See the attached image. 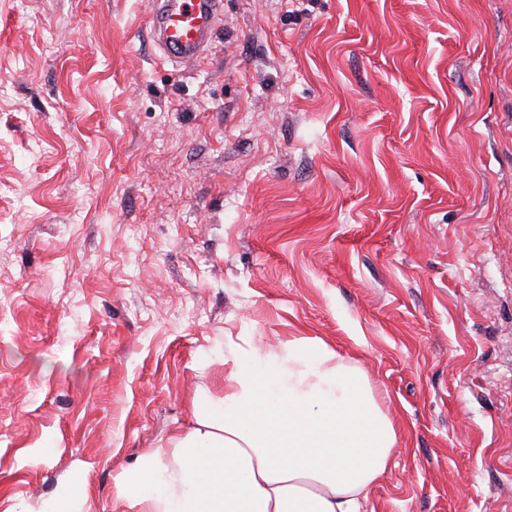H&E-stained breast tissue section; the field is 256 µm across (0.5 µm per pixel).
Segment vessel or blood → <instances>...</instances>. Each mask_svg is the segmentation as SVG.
<instances>
[{
  "label": "vessel or blood",
  "mask_w": 512,
  "mask_h": 512,
  "mask_svg": "<svg viewBox=\"0 0 512 512\" xmlns=\"http://www.w3.org/2000/svg\"><path fill=\"white\" fill-rule=\"evenodd\" d=\"M220 7V0H156L149 22L163 58L176 65L198 61Z\"/></svg>",
  "instance_id": "vessel-or-blood-1"
}]
</instances>
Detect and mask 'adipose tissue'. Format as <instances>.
<instances>
[{
    "label": "adipose tissue",
    "instance_id": "1",
    "mask_svg": "<svg viewBox=\"0 0 512 512\" xmlns=\"http://www.w3.org/2000/svg\"><path fill=\"white\" fill-rule=\"evenodd\" d=\"M193 415L167 458L122 475L129 512H360L398 439L368 378L310 336L230 339L224 395Z\"/></svg>",
    "mask_w": 512,
    "mask_h": 512
}]
</instances>
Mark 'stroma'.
I'll return each mask as SVG.
<instances>
[{
    "label": "stroma",
    "mask_w": 512,
    "mask_h": 512,
    "mask_svg": "<svg viewBox=\"0 0 512 512\" xmlns=\"http://www.w3.org/2000/svg\"><path fill=\"white\" fill-rule=\"evenodd\" d=\"M151 7L0 0V512H129L243 335L369 377L361 512H512V0ZM220 7L218 0L155 2L149 22L162 57L176 65L198 61L209 44Z\"/></svg>",
    "instance_id": "1"
}]
</instances>
